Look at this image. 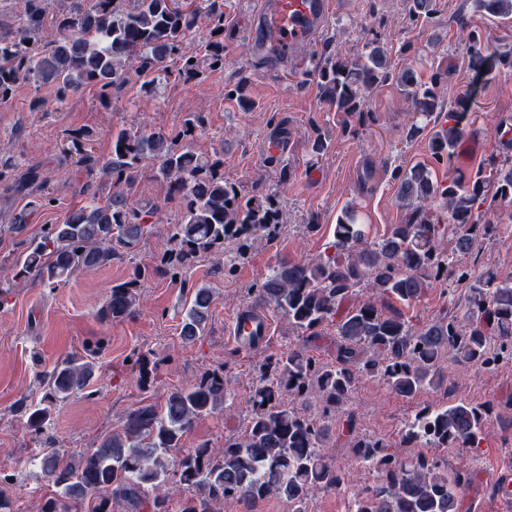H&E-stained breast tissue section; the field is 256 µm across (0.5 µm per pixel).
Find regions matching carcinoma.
Returning <instances> with one entry per match:
<instances>
[{
  "label": "carcinoma",
  "instance_id": "carcinoma-1",
  "mask_svg": "<svg viewBox=\"0 0 512 512\" xmlns=\"http://www.w3.org/2000/svg\"><path fill=\"white\" fill-rule=\"evenodd\" d=\"M51 0H24L17 26L0 25V103L30 80L56 89L63 104L87 87L108 103L130 82L143 77L142 89L153 93L174 76L194 80L203 69L224 68V0H210L205 13L188 9L180 0H73L67 9L50 13ZM484 12L512 15V0H476ZM206 18L210 40L199 54L187 50L200 18ZM46 26L53 39L41 45ZM471 41L468 69L484 76L495 64L512 68V50H504L479 32ZM315 77L321 97L338 112H360L365 92L388 81L410 99L415 115L425 119L442 112L437 78L427 84L416 69L395 73L387 51L375 43L364 56L339 59L320 54ZM469 113L450 111L448 126L432 140L431 154L440 163L451 158L468 134ZM205 123L192 112L175 133L126 129L112 136V153L100 161L89 147V132L69 135V150L87 173L79 193L87 204L48 225L15 262V278L31 279L55 289L74 275L112 260L118 248L132 249L151 234L149 219L159 207L132 198L141 169L151 165L168 186V199L178 200L181 221L171 228L173 248L162 271L181 278L199 257L224 252V244L247 242L270 231L280 210L270 196L245 198L224 180V162L197 154L186 145ZM483 170L464 180L432 181L425 167L396 175L397 198L408 210V221L396 224L378 242H363L361 218L352 207L336 221L332 253L311 260L281 262L254 289L255 300L272 304L288 317L302 337L331 323L336 328L335 361L323 363L302 348H290L260 365V381L250 396L245 430L224 438V447L208 444L182 451V440L193 423L226 403L224 369L203 371L186 387L176 388L164 405L145 404L131 410L122 428L98 447L76 456L55 446L47 436L40 462L57 488L41 512H71L69 503L94 500L92 512H112L125 503L132 512H223L224 505L252 512L270 497L288 503V512H308L310 495L319 490L354 491L359 512H461L471 485L466 459L453 471L424 454L401 459L380 438L358 435L353 414H347L346 443L355 462L371 463L381 473L373 487L358 485L355 471L337 466L326 453L338 442L333 415L350 400L361 377L379 378L398 396L413 398L422 389L437 388L446 365H464L493 372L512 365V280L479 276L469 285L467 320L447 317L415 327L397 312L386 313L367 298L345 306L356 288L407 304L450 274L453 259L471 254L481 240L495 235L497 225L481 220L496 201L512 200V162L491 154ZM100 174V180L93 173ZM112 184L103 195L104 183ZM452 248L440 251L445 240ZM152 269H137L135 278L112 287L101 311L107 319L131 315L139 300V283ZM212 289L195 287L181 322L180 337L193 343L204 336ZM95 355L67 358L43 374L45 395L22 411L26 427L43 434L52 407L83 391L96 377ZM309 400L322 412L306 413ZM488 409L460 400L443 408L425 407L405 423L403 442L433 448L479 446L486 436ZM186 486L191 495L172 501V488Z\"/></svg>",
  "mask_w": 512,
  "mask_h": 512
}]
</instances>
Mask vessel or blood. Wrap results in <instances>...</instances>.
I'll list each match as a JSON object with an SVG mask.
<instances>
[{
    "label": "vessel or blood",
    "instance_id": "b4317fda",
    "mask_svg": "<svg viewBox=\"0 0 512 512\" xmlns=\"http://www.w3.org/2000/svg\"><path fill=\"white\" fill-rule=\"evenodd\" d=\"M330 10V0H261L253 27L257 55L273 65L294 58L317 36ZM271 331L266 310L250 306L236 314L228 335L244 349L265 341Z\"/></svg>",
    "mask_w": 512,
    "mask_h": 512
}]
</instances>
